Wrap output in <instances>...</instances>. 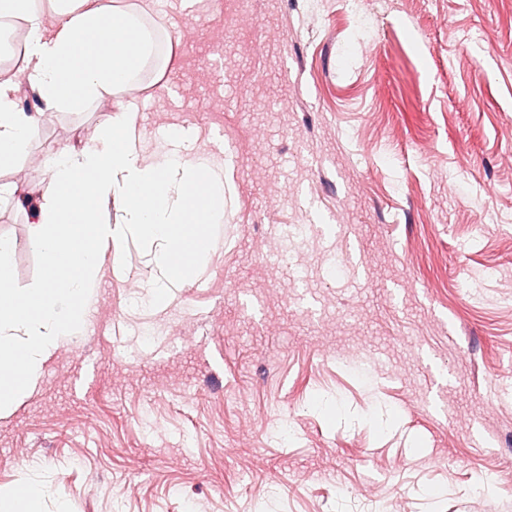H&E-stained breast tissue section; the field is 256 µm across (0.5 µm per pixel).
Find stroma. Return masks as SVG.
Masks as SVG:
<instances>
[{
  "label": "stroma",
  "mask_w": 512,
  "mask_h": 512,
  "mask_svg": "<svg viewBox=\"0 0 512 512\" xmlns=\"http://www.w3.org/2000/svg\"><path fill=\"white\" fill-rule=\"evenodd\" d=\"M117 0L157 35L129 97L146 160L224 176L195 277L106 255L85 331L0 415V494L38 512H512V0ZM103 96L45 113L0 203L37 287L55 152ZM289 260L276 264L275 252ZM41 494L40 487L33 483H25L19 490L15 491L14 494L5 498L7 503L2 507V503L5 499L0 500V511L1 512H36L33 510L37 499Z\"/></svg>",
  "instance_id": "1"
}]
</instances>
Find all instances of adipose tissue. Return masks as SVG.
<instances>
[{"instance_id":"adipose-tissue-1","label":"adipose tissue","mask_w":512,"mask_h":512,"mask_svg":"<svg viewBox=\"0 0 512 512\" xmlns=\"http://www.w3.org/2000/svg\"><path fill=\"white\" fill-rule=\"evenodd\" d=\"M58 20L45 29L33 0H0V16L24 21L22 59L29 83L45 110L75 107L109 96L120 106L100 144L60 150L47 164L48 181L37 211V245L46 275L35 288H16L7 278L14 244L0 238V410L13 406L36 384L61 339L78 336L98 265L107 249L127 237L159 243L155 262L164 278L155 299L189 281L224 218V182L206 162L183 155L179 130L163 135L170 150L147 163L140 155L136 118L123 101L154 49L139 15L112 0H51ZM98 38L82 51L87 35ZM39 116L17 108L10 81L0 80V165L21 153ZM116 195L125 205L123 224L99 223V200Z\"/></svg>"}]
</instances>
